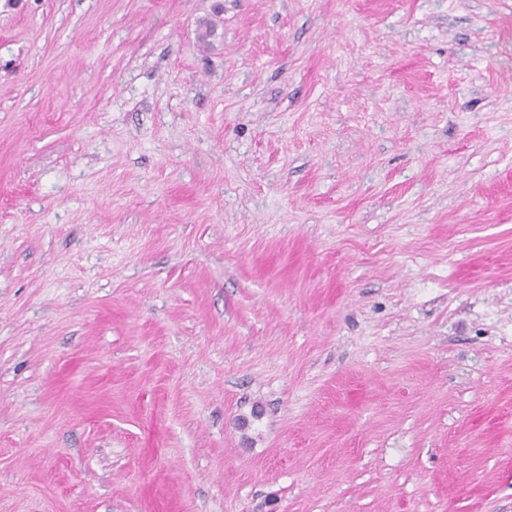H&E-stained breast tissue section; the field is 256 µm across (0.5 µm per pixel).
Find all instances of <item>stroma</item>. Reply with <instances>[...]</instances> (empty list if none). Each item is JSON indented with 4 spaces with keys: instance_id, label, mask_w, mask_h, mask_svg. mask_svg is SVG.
<instances>
[{
    "instance_id": "35a3bbf8",
    "label": "stroma",
    "mask_w": 512,
    "mask_h": 512,
    "mask_svg": "<svg viewBox=\"0 0 512 512\" xmlns=\"http://www.w3.org/2000/svg\"><path fill=\"white\" fill-rule=\"evenodd\" d=\"M0 512H512V0H0Z\"/></svg>"
}]
</instances>
